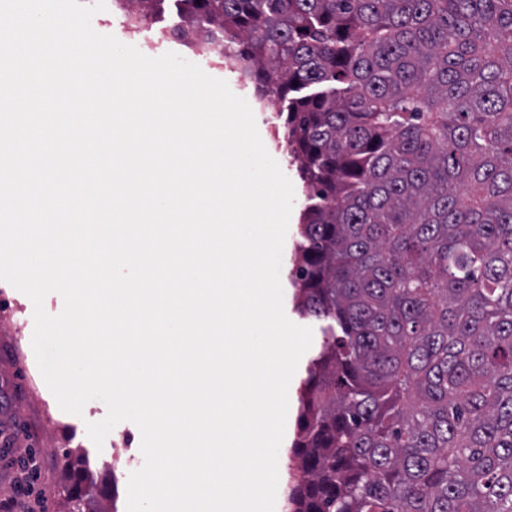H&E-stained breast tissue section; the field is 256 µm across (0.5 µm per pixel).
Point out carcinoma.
I'll use <instances>...</instances> for the list:
<instances>
[{
	"label": "carcinoma",
	"mask_w": 512,
	"mask_h": 512,
	"mask_svg": "<svg viewBox=\"0 0 512 512\" xmlns=\"http://www.w3.org/2000/svg\"><path fill=\"white\" fill-rule=\"evenodd\" d=\"M179 2L283 102L309 191L286 512H512V0ZM65 472L69 512H106Z\"/></svg>",
	"instance_id": "cac0c4a2"
}]
</instances>
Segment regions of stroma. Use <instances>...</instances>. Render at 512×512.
Segmentation results:
<instances>
[{
  "label": "stroma",
  "mask_w": 512,
  "mask_h": 512,
  "mask_svg": "<svg viewBox=\"0 0 512 512\" xmlns=\"http://www.w3.org/2000/svg\"><path fill=\"white\" fill-rule=\"evenodd\" d=\"M259 135L268 153L278 162L291 180L295 200L283 252L291 254L299 239L300 214L307 204L308 191L300 180L293 158L287 153L277 132L284 127V120L277 111H255ZM283 305L287 317L312 328L313 341L306 355L299 361L289 384V409L285 436L280 446L278 464L279 490L276 494L275 512H285L284 491L290 480V447L294 437L297 415V389L307 376V368L322 343L320 323L299 317L293 308L291 286L283 288ZM33 305L29 298L7 282L0 281V448H10L12 456L36 452L40 463L38 487L44 499L46 512H66L63 502V474L65 451L82 455L95 476L103 482H115L116 512H126L128 477L142 467L144 457L140 449L141 433L132 422L117 424L108 434L110 442L125 440L133 460L121 469H112L110 450L99 449L87 435L86 425L102 421L108 409L102 401L85 404L82 416L62 411L46 385L36 363L32 348Z\"/></svg>",
  "instance_id": "1"
}]
</instances>
